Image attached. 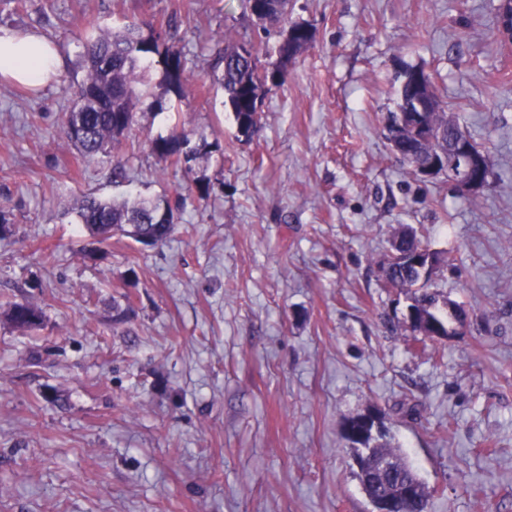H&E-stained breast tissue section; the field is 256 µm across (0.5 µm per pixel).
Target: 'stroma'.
Masks as SVG:
<instances>
[{
  "instance_id": "1",
  "label": "stroma",
  "mask_w": 512,
  "mask_h": 512,
  "mask_svg": "<svg viewBox=\"0 0 512 512\" xmlns=\"http://www.w3.org/2000/svg\"><path fill=\"white\" fill-rule=\"evenodd\" d=\"M497 0H295L315 28L245 139L224 106L219 34L257 38L243 0H0L9 27L63 54L55 82L0 80V512H372L343 435L378 412L428 486L430 512H512V55ZM178 16L185 99L161 68L118 148L125 178L61 134L101 29ZM425 69L487 152V186L424 182L386 138L401 74ZM162 100L156 111L153 100ZM220 139L163 248L114 235L103 259L70 210L85 194L190 185L147 136ZM407 225L453 265L454 336L406 324L383 273ZM42 322L19 329L9 303ZM127 308L124 322L115 307ZM7 315L10 322L16 328L28 329L39 325L43 312L38 305L25 300L12 303Z\"/></svg>"
}]
</instances>
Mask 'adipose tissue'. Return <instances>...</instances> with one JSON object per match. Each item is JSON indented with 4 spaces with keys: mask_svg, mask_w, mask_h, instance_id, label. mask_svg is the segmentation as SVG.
Masks as SVG:
<instances>
[{
    "mask_svg": "<svg viewBox=\"0 0 512 512\" xmlns=\"http://www.w3.org/2000/svg\"><path fill=\"white\" fill-rule=\"evenodd\" d=\"M63 61L56 48L37 34L0 27V77L38 88L54 81Z\"/></svg>",
    "mask_w": 512,
    "mask_h": 512,
    "instance_id": "1",
    "label": "adipose tissue"
}]
</instances>
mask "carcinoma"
<instances>
[{"instance_id":"1","label":"carcinoma","mask_w":512,"mask_h":512,"mask_svg":"<svg viewBox=\"0 0 512 512\" xmlns=\"http://www.w3.org/2000/svg\"><path fill=\"white\" fill-rule=\"evenodd\" d=\"M255 24L264 37L284 35L287 29L295 31L293 40L277 46V58L259 66V48L252 42L224 40L223 52L216 66L222 67L220 85L224 90L225 105L233 112L238 132L251 139L259 135V112L265 97L280 88L288 79L289 67L297 56L313 42L312 25L288 22L290 0H246ZM177 24L169 18L166 26L151 21L132 22L112 31L104 30L84 46L85 77L80 85L78 103L64 113L63 134L86 162L111 157L112 178L125 177V169L112 152L132 131L136 122L134 109L142 98L149 70L159 65L169 90L180 99L185 97V84L180 55L169 41ZM421 87L410 82L400 84L399 108L407 110ZM426 131L406 137L403 155L427 160L447 153L448 127L457 124L456 117L442 107L424 115ZM151 153L159 160L183 165L191 178L197 196L177 193L157 198L130 195L121 200L85 195L73 208L79 223L90 237L88 257L103 252V245L115 234L131 236L125 226L137 224L142 235L148 237L151 247H160L170 238L174 225L183 219L194 198L207 199L214 192V184L207 175L204 162L212 155H224L220 141L202 139L192 142L174 127L166 136L149 139ZM392 246L400 253L398 261L386 269V279L392 287L409 295L411 307L422 317L444 319L438 309V294L431 289V281L422 279L406 257L422 246L416 231L401 227L396 231ZM8 319L19 329L36 327L42 320V309L30 302L10 305ZM387 460L391 472L379 468ZM364 495L370 499L389 494L397 499L398 512H428L430 493L417 470L405 453L386 441L371 447L361 472L356 474Z\"/></svg>"}]
</instances>
